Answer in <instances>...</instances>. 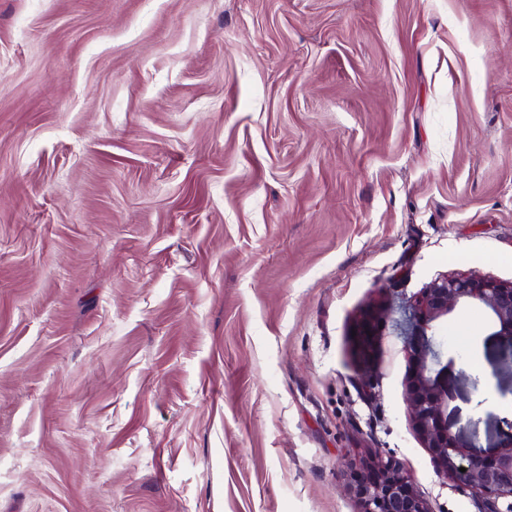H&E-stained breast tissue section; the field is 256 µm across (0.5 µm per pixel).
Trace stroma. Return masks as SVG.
Wrapping results in <instances>:
<instances>
[{
  "label": "stroma",
  "instance_id": "obj_1",
  "mask_svg": "<svg viewBox=\"0 0 512 512\" xmlns=\"http://www.w3.org/2000/svg\"><path fill=\"white\" fill-rule=\"evenodd\" d=\"M512 281V0H0V512H358L413 433L384 312ZM439 335L468 436L512 373ZM483 409H475L477 398ZM380 309L365 311L358 319L355 327L354 349L359 361L369 369L374 350L375 336L378 334ZM372 334V337H369Z\"/></svg>",
  "mask_w": 512,
  "mask_h": 512
}]
</instances>
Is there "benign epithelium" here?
<instances>
[{
  "label": "benign epithelium",
  "mask_w": 512,
  "mask_h": 512,
  "mask_svg": "<svg viewBox=\"0 0 512 512\" xmlns=\"http://www.w3.org/2000/svg\"><path fill=\"white\" fill-rule=\"evenodd\" d=\"M481 308L495 331L492 336L507 351L501 362H512V282L480 275L435 279L418 292L401 298L393 327L403 338L408 362L405 396L412 431L430 454L434 471L444 483L468 488L476 512H512V435L485 448L467 439L451 408L454 393L448 375L454 360L437 343V327L457 306ZM380 309L364 312L355 327L354 349L370 367ZM371 467L351 466L349 488L359 512H432L414 487L411 475L394 458L376 456ZM466 471H460V468Z\"/></svg>",
  "instance_id": "obj_1"
}]
</instances>
